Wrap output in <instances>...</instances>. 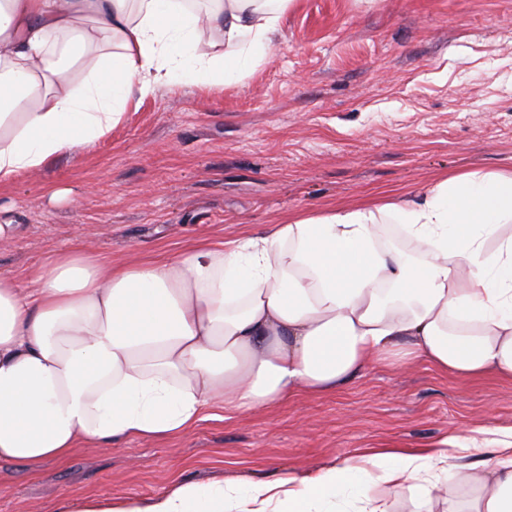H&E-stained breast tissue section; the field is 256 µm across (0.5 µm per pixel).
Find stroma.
I'll return each instance as SVG.
<instances>
[{
	"label": "stroma",
	"instance_id": "stroma-1",
	"mask_svg": "<svg viewBox=\"0 0 512 512\" xmlns=\"http://www.w3.org/2000/svg\"><path fill=\"white\" fill-rule=\"evenodd\" d=\"M475 170H512V0H299L251 76L158 87L88 148L0 187V219L19 227L0 273L25 277L78 241L149 262ZM466 423L512 427V383L375 366L333 392L213 411L181 438L81 447L33 475L0 463V512L305 472Z\"/></svg>",
	"mask_w": 512,
	"mask_h": 512
}]
</instances>
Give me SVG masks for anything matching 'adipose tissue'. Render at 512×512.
Instances as JSON below:
<instances>
[{"instance_id":"1","label":"adipose tissue","mask_w":512,"mask_h":512,"mask_svg":"<svg viewBox=\"0 0 512 512\" xmlns=\"http://www.w3.org/2000/svg\"><path fill=\"white\" fill-rule=\"evenodd\" d=\"M0 0V185L94 143L157 87L236 81L298 0ZM223 39L224 53L204 45ZM415 242L380 241L378 225ZM512 381V172L454 174L423 201L308 214L161 260L81 244L0 274V463L185 435L323 394L375 365ZM512 512V428L463 426L270 479L172 481L146 499L65 495L52 512Z\"/></svg>"}]
</instances>
